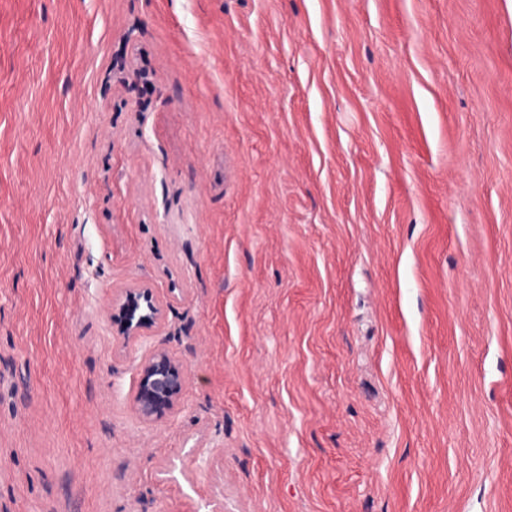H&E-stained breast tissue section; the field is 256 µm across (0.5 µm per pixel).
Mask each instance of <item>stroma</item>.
Listing matches in <instances>:
<instances>
[{"instance_id":"stroma-1","label":"stroma","mask_w":512,"mask_h":512,"mask_svg":"<svg viewBox=\"0 0 512 512\" xmlns=\"http://www.w3.org/2000/svg\"><path fill=\"white\" fill-rule=\"evenodd\" d=\"M217 503L512 512V0H0V512ZM166 304L147 284L133 283L120 288L112 297V311L120 317L118 333L123 343L137 341L149 332H160ZM183 364L164 348H156L139 365V383L134 410L145 423L154 422L166 409H172L186 385Z\"/></svg>"}]
</instances>
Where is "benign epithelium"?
<instances>
[{"label":"benign epithelium","mask_w":512,"mask_h":512,"mask_svg":"<svg viewBox=\"0 0 512 512\" xmlns=\"http://www.w3.org/2000/svg\"><path fill=\"white\" fill-rule=\"evenodd\" d=\"M112 310L120 317L118 333L125 344L164 326L165 304L147 284L133 283L119 289L112 297ZM185 385L183 364L166 349H154L139 365L134 410L140 420L152 423L164 410L176 406Z\"/></svg>","instance_id":"obj_1"}]
</instances>
